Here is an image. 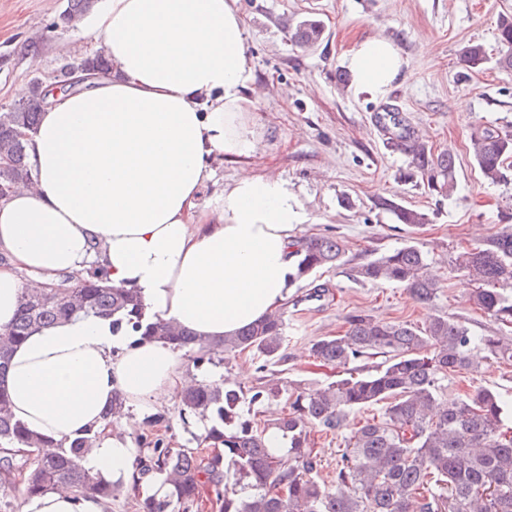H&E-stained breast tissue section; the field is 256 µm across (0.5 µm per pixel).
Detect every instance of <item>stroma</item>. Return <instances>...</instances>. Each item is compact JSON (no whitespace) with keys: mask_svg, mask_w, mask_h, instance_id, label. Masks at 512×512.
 Here are the masks:
<instances>
[{"mask_svg":"<svg viewBox=\"0 0 512 512\" xmlns=\"http://www.w3.org/2000/svg\"><path fill=\"white\" fill-rule=\"evenodd\" d=\"M67 0H0V108L14 102L16 85L52 77L62 66L79 67L81 54L63 56L60 41L80 44L82 28H53ZM253 62V82L245 91L249 117L260 135L257 155L241 163L224 158L212 164L199 202L223 191L241 167L280 175L300 205L304 222L299 238L342 237L346 263L323 269L298 282L283 309L288 337L285 360L277 369L306 391L336 380L339 369L318 365L310 355L313 340L343 333L346 316L365 312L384 321L424 326L444 315L475 336H505L511 330L468 303L472 284L452 272V260L479 239L512 227V183L486 181L469 151L471 136L494 125L512 131V72L496 65V22L512 14V0H237ZM303 20L320 21L321 38L303 47L292 39ZM383 37L397 46L408 66L381 97L352 94L345 56L360 42ZM478 41L489 61L477 70L460 59L462 48ZM397 109L406 124L433 152L452 150L457 158L452 196L431 193L406 158L386 145L378 115ZM426 213L413 228L381 209L378 199ZM428 251L442 279L429 306L415 302L398 286L363 282L356 267L404 243ZM326 292L309 299L314 286ZM258 361L244 352L197 372L203 382L231 376L244 386L258 383ZM441 401L475 387L496 390L512 403V361L488 357L480 367L452 373L441 381ZM163 414L168 428L158 435L173 448L196 447L208 424L180 418L178 402L142 410Z\"/></svg>","mask_w":512,"mask_h":512,"instance_id":"1","label":"stroma"}]
</instances>
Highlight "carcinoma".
<instances>
[{"label":"carcinoma","instance_id":"cac0c4a2","mask_svg":"<svg viewBox=\"0 0 512 512\" xmlns=\"http://www.w3.org/2000/svg\"><path fill=\"white\" fill-rule=\"evenodd\" d=\"M97 0H68L60 24L74 28L92 11ZM322 26L305 20L294 40L301 45L317 42ZM501 48L496 64L512 70V15L497 23ZM463 61L471 68L488 62L485 46L467 44ZM43 99L31 90L29 99L0 112V154L10 164L0 167V198L34 177L21 131L34 133ZM391 131L388 147L403 154L410 167L426 179L429 191L451 196L456 187V159L452 152L437 155L405 128L400 113L378 116ZM473 159L483 176L493 182L512 181V131L487 126L471 138ZM379 205L392 211L397 221L419 226L427 215L388 201ZM344 240L319 235L296 242L297 280L307 279L324 267L345 264ZM453 270L476 284L469 302L499 323L512 325V228L498 231L459 253ZM356 277L373 283L397 284L419 304L436 298L441 283L430 270L428 255L416 244L405 243L359 266ZM112 318L115 332H133L139 339L186 349L198 364L230 358L248 351L264 371L283 360L286 343L282 314L274 313L222 340L208 341L162 320L147 319L141 298L132 290L102 284L97 273L76 285L64 279L25 292L17 316L0 338V441L28 448H43L45 440L27 431L13 418L4 385L16 345L34 331L73 316ZM342 335L323 336L311 346L314 359L324 366L345 368L366 355L381 354L385 361L374 372L337 379L319 391L294 389L288 413L263 427L241 413L243 404L254 406L277 400L281 381L271 380L244 392L229 380L202 384L180 398L181 414L213 418L197 442L209 449L169 448L160 440H147L148 460H140L143 473H153L169 493L145 499L141 512H190L197 504L202 484H209L219 512H512V432L506 420L512 405L500 394L476 387L436 412L440 381L447 374L471 371L478 352L512 359V341L499 336H473L462 324L445 316H431L422 328L403 321H382L368 314L346 317ZM383 404V414L350 426L355 409ZM326 432L349 430L345 448L336 462L331 481L313 476L314 428ZM275 432L283 448L274 451L268 436ZM96 435L87 434L54 454L0 461L8 486L0 488V512H19L16 493L24 496L52 489L65 479L79 494L94 493L112 501L120 485L93 481L82 459L93 448Z\"/></svg>","mask_w":512,"mask_h":512}]
</instances>
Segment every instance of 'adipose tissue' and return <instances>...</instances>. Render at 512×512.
<instances>
[{"instance_id":"1","label":"adipose tissue","mask_w":512,"mask_h":512,"mask_svg":"<svg viewBox=\"0 0 512 512\" xmlns=\"http://www.w3.org/2000/svg\"><path fill=\"white\" fill-rule=\"evenodd\" d=\"M105 73L80 72L50 93L27 140L37 176L0 199V331L22 294L97 265L136 291L148 317L216 340L283 307L294 291L290 244L300 221L287 183L243 170L206 210L197 199L213 156L247 159L253 78L236 0H106L85 32ZM354 92L387 93L407 60L389 41H362L344 60ZM179 352L73 317L34 332L11 358L15 419L57 445L100 431L84 465L92 479L150 494L135 448L112 433L114 394L127 406L169 401L199 383ZM21 512H105L61 483Z\"/></svg>"}]
</instances>
